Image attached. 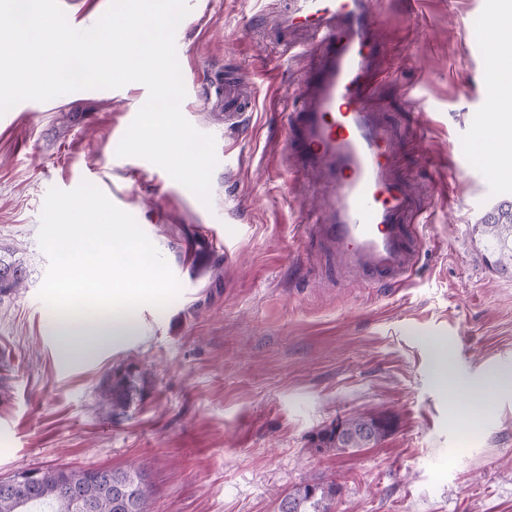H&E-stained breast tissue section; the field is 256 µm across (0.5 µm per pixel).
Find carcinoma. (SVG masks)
Masks as SVG:
<instances>
[{
	"instance_id": "carcinoma-1",
	"label": "carcinoma",
	"mask_w": 512,
	"mask_h": 512,
	"mask_svg": "<svg viewBox=\"0 0 512 512\" xmlns=\"http://www.w3.org/2000/svg\"><path fill=\"white\" fill-rule=\"evenodd\" d=\"M474 232L484 238L493 265L500 270L512 268V197L497 203ZM30 270L26 260L12 250L0 249V300L26 286ZM145 377L130 371H116L104 387V397L112 404V414L120 415L142 398ZM386 415H355L320 432L317 449L365 448L377 444L391 429ZM45 477L23 498L0 493V512H70L68 490L89 502L91 512H150V490L144 471L138 467L89 471L61 467L44 469ZM336 496V484L305 483L287 493L279 512H332L330 502Z\"/></svg>"
}]
</instances>
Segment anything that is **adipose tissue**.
<instances>
[{
    "label": "adipose tissue",
    "mask_w": 512,
    "mask_h": 512,
    "mask_svg": "<svg viewBox=\"0 0 512 512\" xmlns=\"http://www.w3.org/2000/svg\"><path fill=\"white\" fill-rule=\"evenodd\" d=\"M506 66L502 56L490 54L491 105L484 133L497 146L498 161L491 168L495 175L504 174V162L512 159V86L505 85L502 78ZM61 211V217L49 224L51 235L61 253L82 256L85 266L79 275L71 266H63L59 285L68 291L75 288L78 280H85L93 299L83 305L50 309L48 321L60 354L67 358L89 357L101 347L118 348L142 336L139 305L143 300L162 296L167 283L128 259L126 248L136 238V228L106 223L101 224L99 234H91L88 226L98 222V213L85 198L64 201Z\"/></svg>",
    "instance_id": "adipose-tissue-1"
}]
</instances>
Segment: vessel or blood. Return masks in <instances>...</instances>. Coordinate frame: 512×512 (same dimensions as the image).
<instances>
[{
	"label": "vessel or blood",
	"instance_id": "vessel-or-blood-1",
	"mask_svg": "<svg viewBox=\"0 0 512 512\" xmlns=\"http://www.w3.org/2000/svg\"><path fill=\"white\" fill-rule=\"evenodd\" d=\"M276 27L311 35L315 66L294 102L287 150L330 196L312 231L335 251L339 274L403 284L418 261L420 213L392 171L394 130L367 106L384 48L373 0H295Z\"/></svg>",
	"mask_w": 512,
	"mask_h": 512
}]
</instances>
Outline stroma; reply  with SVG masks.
Masks as SVG:
<instances>
[{
	"label": "stroma",
	"instance_id": "1",
	"mask_svg": "<svg viewBox=\"0 0 512 512\" xmlns=\"http://www.w3.org/2000/svg\"><path fill=\"white\" fill-rule=\"evenodd\" d=\"M282 0H188L178 61L185 118L214 136L203 205L164 170L116 148L147 88L82 90L0 116V246L22 254L27 288L0 302V478L19 469L135 465L151 512H278L305 482L337 485L333 512H512V388L462 411L436 348L472 392L512 374V274L472 227L512 175L471 147L489 111L484 25L498 0H376L385 49L371 111L396 132V175L432 216L401 285L338 277L307 226L315 175L285 152V103L313 59L281 45L265 14ZM87 198L135 225L168 293L143 303L146 338L95 357L59 356L46 320L65 262L46 231ZM146 393L113 416L114 370ZM392 431L368 448L316 450L359 414Z\"/></svg>",
	"mask_w": 512,
	"mask_h": 512
}]
</instances>
